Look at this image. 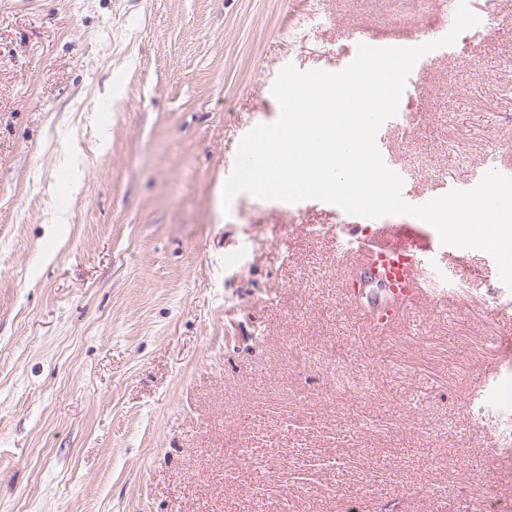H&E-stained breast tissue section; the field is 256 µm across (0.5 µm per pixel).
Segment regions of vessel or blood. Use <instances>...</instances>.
<instances>
[{"label": "vessel or blood", "mask_w": 512, "mask_h": 512, "mask_svg": "<svg viewBox=\"0 0 512 512\" xmlns=\"http://www.w3.org/2000/svg\"><path fill=\"white\" fill-rule=\"evenodd\" d=\"M457 5L458 0H438L437 10L444 15V23L401 39V46H417L445 36L453 26ZM344 254L359 261L382 262L390 294V314L395 319L403 313L407 289H414L420 296L435 295L440 279L437 263L445 256L418 224L376 225L372 235L355 240Z\"/></svg>", "instance_id": "obj_1"}]
</instances>
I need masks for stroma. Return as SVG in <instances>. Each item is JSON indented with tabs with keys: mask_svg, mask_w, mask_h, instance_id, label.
Here are the masks:
<instances>
[{
	"mask_svg": "<svg viewBox=\"0 0 512 512\" xmlns=\"http://www.w3.org/2000/svg\"><path fill=\"white\" fill-rule=\"evenodd\" d=\"M386 134L434 196L512 164V0ZM434 0H0V512H512V290L487 252L382 333L335 209L247 193L286 65ZM66 224H57L58 216Z\"/></svg>",
	"mask_w": 512,
	"mask_h": 512,
	"instance_id": "1",
	"label": "stroma"
}]
</instances>
